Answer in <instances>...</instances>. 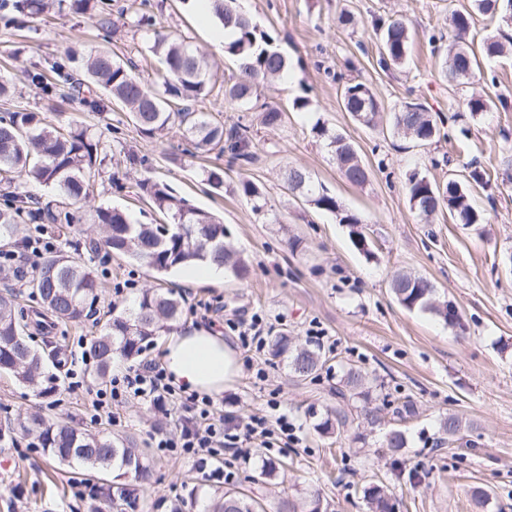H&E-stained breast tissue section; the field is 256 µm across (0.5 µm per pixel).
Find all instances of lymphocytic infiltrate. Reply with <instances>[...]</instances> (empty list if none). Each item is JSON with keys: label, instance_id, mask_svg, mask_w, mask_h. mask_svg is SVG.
Returning <instances> with one entry per match:
<instances>
[{"label": "lymphocytic infiltrate", "instance_id": "1", "mask_svg": "<svg viewBox=\"0 0 512 512\" xmlns=\"http://www.w3.org/2000/svg\"><path fill=\"white\" fill-rule=\"evenodd\" d=\"M132 399L150 402L167 414L177 405L183 409L179 434L156 439L155 446L160 453L177 452L197 462L223 456L224 417L213 400L195 394L176 398L166 370L159 362L150 360L129 367L113 376L108 388L90 390L93 420L118 422L124 404Z\"/></svg>", "mask_w": 512, "mask_h": 512}]
</instances>
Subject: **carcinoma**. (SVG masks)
Listing matches in <instances>:
<instances>
[{"label": "carcinoma", "instance_id": "cac0c4a2", "mask_svg": "<svg viewBox=\"0 0 512 512\" xmlns=\"http://www.w3.org/2000/svg\"><path fill=\"white\" fill-rule=\"evenodd\" d=\"M512 0H469L455 11L450 19L452 42L443 62L444 76L459 85L486 81L484 70L471 43L467 41L479 16L507 13ZM68 8L74 14L95 13L101 26L110 27L109 7L104 0H11V10L22 16L38 17L52 8ZM216 19L235 38L224 44L225 52L236 57L240 75L224 96L242 105L252 102L257 87L264 81L282 78L288 70V60L274 47V38L261 31L250 18L235 6V0H214ZM376 31L379 37V65L385 69L404 64L410 43V32L401 19L381 21ZM151 51L165 65L161 88L144 85L133 72L135 65L112 58L106 50L90 56L84 64L83 77L77 78L59 61L50 65L51 75L43 71L27 74L28 81L44 94L50 95L69 86V94L82 96L94 85L103 89L107 100L91 99L87 104L95 111L105 112L116 104L129 115L139 132L149 138H162L176 127L185 142L183 152L189 156L217 150L228 156L229 162H248L251 139L248 128L237 125L229 129L204 112L193 108V103L211 92L210 64L206 55L190 42L171 41L157 33ZM508 46L493 36L483 41L487 59L500 56ZM342 106L352 116L363 118L365 126L376 127L380 105L369 87L362 82L347 83L342 92ZM492 106L488 96L473 94L467 99L471 115L487 112ZM260 122L267 128H277L285 120L286 112L277 106L260 105ZM390 124L395 134L411 140L418 146L430 144L438 134L430 113L418 103L404 102L390 113ZM315 136L326 142L343 177L353 185L368 180V171L357 152L346 139L333 132L325 123L316 122ZM101 142L88 128L78 124L67 127L55 125L39 112L14 111L0 119V172L25 177L51 185L68 202L56 210L44 209L24 194L12 193L0 200V238H11L23 219L65 225L78 220L68 206L85 203L93 188V178L101 166ZM487 173L480 167L470 168L465 180L449 179L440 187L417 172L406 182L409 201L425 221L444 211L459 224H480L483 215L470 203L469 186L487 184ZM135 187L170 221L169 233L160 232L159 224H137L129 215L116 208L98 207L91 213V223L100 228L102 244L109 250L140 262L159 274L192 262L211 259L224 266L238 278L249 275L244 260L224 246V224L211 213L199 209L176 195L172 188L150 177L136 179ZM234 191L253 203L255 211L263 210L265 195L262 188L242 178ZM288 191L317 209L334 213L336 198L314 183L299 168L288 172ZM36 295L40 314L55 320L76 322L82 319L85 304L97 297L98 278L85 264L58 252L47 256L25 282ZM392 291L401 305L409 310H428L448 325L461 324L458 308L449 301L437 302L435 289L424 277L399 273L392 280ZM15 299L9 291L0 294V374H8L30 387L41 398H49L57 391V377L46 371V362L55 353L34 350L24 334L14 308ZM180 299L171 291H146L130 312L112 315L85 350V356L94 362V376L105 379L115 359L132 360L141 355L144 344L154 337L175 329L180 320ZM275 357L288 356L293 371L300 377L314 375L320 365V354L314 350L291 345L286 335H279L272 343ZM347 423V416L336 404V410L316 425L317 432L329 434L334 427ZM35 434L44 452L73 468V474L83 481H94L95 500L91 512H106L117 505L132 506L137 499L134 487L125 482L105 478L111 471L133 472L141 478L149 471L144 452L130 448L102 432L82 431L61 421L42 417L31 419ZM365 498L372 512H385L387 496L379 485L365 489ZM320 499L296 502L280 499L276 512H316ZM264 506L241 491H224L212 504V512H262Z\"/></svg>", "mask_w": 512, "mask_h": 512}]
</instances>
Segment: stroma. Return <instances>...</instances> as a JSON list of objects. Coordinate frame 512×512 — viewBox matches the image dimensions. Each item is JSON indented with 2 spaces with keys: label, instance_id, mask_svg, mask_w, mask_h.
<instances>
[{
  "label": "stroma",
  "instance_id": "stroma-1",
  "mask_svg": "<svg viewBox=\"0 0 512 512\" xmlns=\"http://www.w3.org/2000/svg\"><path fill=\"white\" fill-rule=\"evenodd\" d=\"M468 0H240V9L289 61L287 78L262 84L259 103L284 109L282 126H260L257 114L224 97L238 77L235 57L218 50L211 27L199 20L196 0H111L110 40H103L97 16L70 12L37 18L0 16V78L14 92L0 98V116L9 111L42 113L48 121L75 120L101 140L105 161L94 185L91 206L129 212L138 222L156 224L162 217L130 188L141 174L162 180L197 207L218 215L226 245L250 268L247 278L225 272L218 285H180L178 271L157 276L147 266L115 255L88 220L72 225L55 245L94 270L102 287L78 322H59L35 334L32 347L58 350L60 364L48 370L58 377L54 397L39 398L15 378L0 375V512H88L89 485L70 479L68 466L37 448L32 434L19 426L38 412L80 429H90L85 388H69L67 368L91 373L85 350L111 314L134 306L148 288H172L183 299L181 327L200 326L238 340L252 315L263 319L266 338L285 333L296 343L319 346L326 363L316 377L294 373L287 357L269 350L238 348L240 373L225 386L216 404L233 419L225 444L247 445L251 460L227 457L199 466L179 456H160L153 438L176 431L175 418L164 417L149 402L128 401L119 422H100V430L147 452L148 479L135 480L134 512H169L172 501L187 498L199 486L186 512H207L213 497L237 488L265 505L282 498L320 496L328 512H370L365 488L386 485L396 512H512V175L502 158L512 149V54L483 61L494 71L492 95L502 97L491 111L471 115L465 100L485 90L483 84L450 85L442 72L448 51L443 36L448 16ZM153 12L156 27L169 39L188 40L211 64L212 90L198 111L225 126L246 125L253 137L250 162L228 164L212 151L206 157L182 156L180 134L161 139L143 136L120 107L93 111L79 98L46 96L25 79L26 71L48 69L56 60L79 70L91 51L107 47L113 57L135 64L134 73L155 86L163 65L149 49L151 37L139 30L138 12ZM353 16L350 25L340 15ZM403 19L411 33L406 65L378 64L374 26ZM440 42L429 45L430 34ZM365 83L383 112L404 102L426 106L440 136L415 147L393 135L388 122L369 128L355 122L340 101L347 83ZM353 144L369 172L365 184L346 181L330 148L312 132L316 121ZM146 158L147 167L131 164ZM490 171L487 186L471 195L485 217L481 224H458L445 216L424 223L405 189L408 174L419 171L434 184L462 178L471 162ZM224 171L223 191L209 190L203 168ZM307 171L335 196L341 213L359 217L358 227L340 215L322 211L287 189L290 169ZM261 185L267 210L255 213L251 202L234 191L240 178ZM367 243L359 250L354 233ZM400 272L429 280L439 299L453 301L460 325L396 300L391 281ZM124 283L115 295V283ZM366 377L359 397L345 402L347 424L328 435L315 426L336 406V389L349 368ZM410 406L405 418L397 407ZM378 408L380 419L368 424L362 407ZM465 426L455 438L440 430L448 414ZM276 420L287 416L297 442L273 431L271 448L260 440L244 441L251 416ZM401 430L404 448L392 451L386 436ZM278 464L273 480L250 478L263 463ZM488 493L478 500L476 490ZM189 498V497H188Z\"/></svg>",
  "mask_w": 512,
  "mask_h": 512
}]
</instances>
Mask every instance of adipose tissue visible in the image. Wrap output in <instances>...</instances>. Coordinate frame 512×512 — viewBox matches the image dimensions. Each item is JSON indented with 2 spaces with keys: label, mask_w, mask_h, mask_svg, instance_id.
Segmentation results:
<instances>
[{
  "label": "adipose tissue",
  "mask_w": 512,
  "mask_h": 512,
  "mask_svg": "<svg viewBox=\"0 0 512 512\" xmlns=\"http://www.w3.org/2000/svg\"><path fill=\"white\" fill-rule=\"evenodd\" d=\"M162 351L171 383L186 392L220 396L238 372L234 346L206 329L171 332L164 339Z\"/></svg>",
  "instance_id": "ef3b65f1"
}]
</instances>
